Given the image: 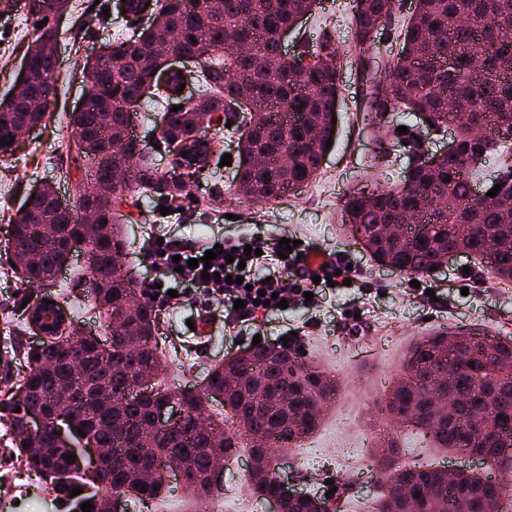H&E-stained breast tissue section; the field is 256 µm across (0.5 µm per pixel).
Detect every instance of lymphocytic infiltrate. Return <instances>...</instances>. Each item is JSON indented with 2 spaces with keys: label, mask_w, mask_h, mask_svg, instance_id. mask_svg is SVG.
I'll return each mask as SVG.
<instances>
[{
  "label": "lymphocytic infiltrate",
  "mask_w": 512,
  "mask_h": 512,
  "mask_svg": "<svg viewBox=\"0 0 512 512\" xmlns=\"http://www.w3.org/2000/svg\"><path fill=\"white\" fill-rule=\"evenodd\" d=\"M214 241L202 243L186 242L175 244L172 241L152 243V253L156 264L173 285L183 286L189 292V301L202 304L205 312H213L214 299H221L224 306V319L235 324L240 321H255L259 313L264 312V305L258 304L260 294H279L287 301L293 302L303 298L310 291L313 273L307 271L303 262L298 261L296 253H289L287 258H280L278 238L262 241L261 255H246L244 240L223 242V251L213 260L212 278L202 276L201 269L189 268L192 259L204 257L207 250L213 249ZM268 269L271 272L269 282H262L258 271ZM243 276V284H227V276ZM242 300V308H235V300Z\"/></svg>",
  "instance_id": "obj_1"
}]
</instances>
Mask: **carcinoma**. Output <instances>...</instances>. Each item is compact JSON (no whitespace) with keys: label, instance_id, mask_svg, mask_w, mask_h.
I'll return each mask as SVG.
<instances>
[{"label":"carcinoma","instance_id":"cac0c4a2","mask_svg":"<svg viewBox=\"0 0 512 512\" xmlns=\"http://www.w3.org/2000/svg\"><path fill=\"white\" fill-rule=\"evenodd\" d=\"M154 26L128 27L111 53L85 61L84 102L71 113L76 154L91 165L76 176L73 202L62 205L50 185L29 192L9 233L15 267L24 288L57 284L76 243L85 244L87 264L68 294L87 300L102 319L108 345L93 336L75 346L63 330L23 353L25 371L0 392V423L7 422L28 470L49 481L63 512H100L109 492L129 494L146 507L167 487L164 467L182 473L183 488L199 505L220 490L208 480L211 459L232 457L234 444L252 443L248 473L251 493L265 500L279 492L276 452L312 434L322 410L336 395V381L308 364L298 347L256 345L244 358L210 369L203 388L175 385L163 360L175 354L159 342L158 313L137 298L131 276L117 265L126 248L121 208L134 197L150 196L179 210L199 170L177 150L195 146L197 129L210 113L223 114L238 136L235 177L254 202L267 204L317 177L333 138L332 115L342 94L341 52L324 32L317 44L304 42L290 56L280 53L281 35L312 10L316 0H151ZM350 38L354 62L362 67L365 93L359 111L377 127L380 168L389 165L387 146L395 141L408 154L399 178L372 183L345 195L342 223L361 229L366 251L379 264L410 278L432 274L461 249L500 283H512V0H414L406 17L394 0H352ZM69 0H40L42 22L67 11ZM385 32L401 44L395 55L375 60L369 49ZM42 28L27 46L15 98H0V155L14 145L3 139L23 125L37 126L52 94L51 48ZM173 55L195 58L190 79L202 87L194 99L166 92L180 84L152 82ZM247 97L252 108L241 105ZM162 100L158 133L139 139L132 116L144 99ZM182 106L174 112L172 108ZM392 112L426 114L438 132L453 118L456 154L434 159L421 133L396 132ZM160 146L184 178L160 172L147 162ZM481 158L494 166L487 189L501 186L481 203L473 188L483 169L458 158ZM112 180L96 195L91 181ZM413 223L394 238L387 226L407 215ZM424 243H419V240ZM512 341L476 333L431 332L418 339L386 397L394 424L430 433L441 448H457L482 461L493 459L508 479L497 482L472 471L453 477L442 469L408 467L387 455L375 461L382 494L374 512H504L512 498ZM230 408L214 417L209 401ZM181 419L169 429L152 427L169 403ZM21 412H15V409ZM43 416L37 449L25 448L27 415ZM83 430L86 436L78 434ZM67 442H62L60 432ZM112 449L103 483L87 478L91 464L81 455L89 440ZM511 452H505V449ZM74 454L70 463L64 456ZM81 488L73 496L71 491ZM319 498L305 493L288 499L285 512H318Z\"/></svg>","mask_w":512,"mask_h":512}]
</instances>
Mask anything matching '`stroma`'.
Here are the masks:
<instances>
[{
  "label": "stroma",
  "instance_id": "1",
  "mask_svg": "<svg viewBox=\"0 0 512 512\" xmlns=\"http://www.w3.org/2000/svg\"><path fill=\"white\" fill-rule=\"evenodd\" d=\"M351 0H318L284 40L292 50L301 37L335 35L344 55H351ZM58 69L45 122L25 132L13 154L0 156V314L14 319L0 326V388L16 382L21 371L16 356L20 338H33L18 313L23 299L38 300L40 291L22 289L11 271L9 223L22 197L34 187L52 185L62 204L72 202L69 175L77 164L68 112L81 106L85 85L81 69L126 30L127 21L113 0H71L69 11L51 23ZM39 33L19 0H0V95L11 86L21 58ZM344 92L336 111V132L315 181L266 205H255L230 194L235 175L231 166L212 162L191 187L179 211L161 213L158 199L140 198L131 207L132 220L123 224L128 246L120 257L139 289L156 277L148 239L159 233L197 241L224 237H266L288 232L306 244L339 254L352 266V287L320 291L312 301L296 303L283 312L263 316L262 343L279 345L294 336L306 358L325 369L337 382L332 405L317 432L298 447L281 453V475L291 489L325 496L336 487L342 512H369L381 488L370 471L380 431L387 419L374 401L390 388L415 339L447 329L491 336H512V285L499 286L467 256L449 262L434 275L411 287L408 277L371 260L364 248L340 224L345 194L380 178L371 168L376 132L354 109L360 83L349 65L341 67ZM159 335L180 344L179 354L167 361L171 380L202 386L210 365L251 347L250 332L207 322L194 304L179 301L162 310ZM400 462L436 469L484 472L478 458L453 448L436 447L429 433L407 430L394 434ZM22 460L16 448L0 446V512H56L50 485L33 478L37 495L19 497L13 474Z\"/></svg>",
  "mask_w": 512,
  "mask_h": 512
}]
</instances>
